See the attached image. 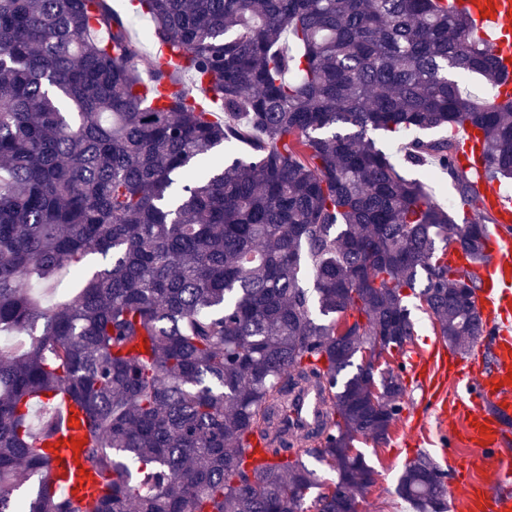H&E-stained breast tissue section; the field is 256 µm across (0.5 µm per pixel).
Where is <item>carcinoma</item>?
Returning <instances> with one entry per match:
<instances>
[{"label":"carcinoma","mask_w":512,"mask_h":512,"mask_svg":"<svg viewBox=\"0 0 512 512\" xmlns=\"http://www.w3.org/2000/svg\"><path fill=\"white\" fill-rule=\"evenodd\" d=\"M135 4L184 59L152 87L111 0H0V336L24 335L0 347V512H308L315 488L314 512H356L373 469L355 442L386 443L401 411L406 291L468 351L484 325L455 289L480 283L448 244L478 265L493 222L455 139L403 154L448 174L447 210L371 134L473 127L486 181L510 179L508 76L440 0ZM166 80L182 88L151 106ZM65 272L84 285L52 306L20 288ZM366 347L392 361L361 363ZM310 387L325 410L306 448L279 416ZM64 398L81 498L44 477ZM446 478L422 454L398 495L444 512Z\"/></svg>","instance_id":"1"}]
</instances>
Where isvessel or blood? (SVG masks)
Returning a JSON list of instances; mask_svg holds the SVG:
<instances>
[{"label": "vessel or blood", "mask_w": 512, "mask_h": 512, "mask_svg": "<svg viewBox=\"0 0 512 512\" xmlns=\"http://www.w3.org/2000/svg\"><path fill=\"white\" fill-rule=\"evenodd\" d=\"M451 8H466L471 19V36L489 44L500 63L512 74V0H448ZM478 130L468 127L462 132L463 151L459 154L460 167L482 175L480 162L471 158L470 151L478 146ZM483 195L488 210L494 215V230L485 241L487 260L476 274L481 281L482 295L478 302L487 326L495 334L492 362H478L463 368L468 397L456 400V412L465 423L468 440L480 448L477 457L455 458L456 470L465 473L461 481V499L466 512H512V449L503 447L500 426L503 418L512 416V191L497 185L485 186ZM446 367V353L435 349L422 358L417 370L425 378L430 391H438L440 370ZM317 407L315 398L306 396L287 415L289 429L304 432ZM72 447L55 450L46 472L49 480H58L67 469L79 468ZM489 474L498 489L485 496L481 482L470 480L471 472Z\"/></svg>", "instance_id": "obj_1"}]
</instances>
